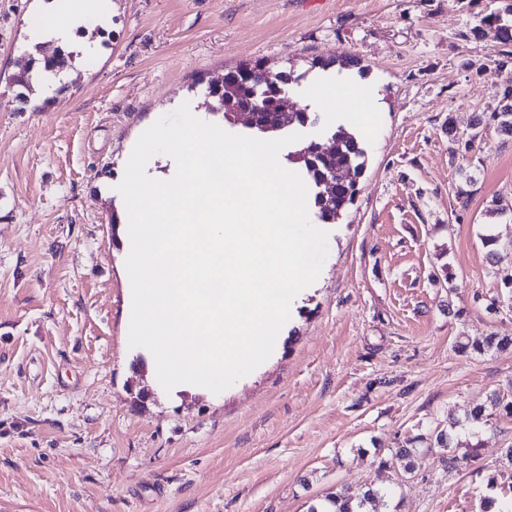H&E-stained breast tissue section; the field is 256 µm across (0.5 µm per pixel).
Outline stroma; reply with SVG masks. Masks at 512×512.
<instances>
[{
  "label": "stroma",
  "mask_w": 512,
  "mask_h": 512,
  "mask_svg": "<svg viewBox=\"0 0 512 512\" xmlns=\"http://www.w3.org/2000/svg\"><path fill=\"white\" fill-rule=\"evenodd\" d=\"M51 0H0V512H308L328 493L387 489L369 512H482L512 488V418L456 428L487 395L512 401V137L486 126L451 154L447 123L494 112L512 62L475 38L512 0H112L75 32L82 56L33 39ZM352 53L362 67H312ZM59 60L28 102L8 83ZM293 69L290 109L319 80L378 95L354 205L290 309L279 353L213 395L159 390L128 344L119 184L139 136L242 63ZM467 190L460 199L459 190ZM450 430L452 443L433 442ZM416 439L414 469L392 458ZM477 447V460L446 459ZM37 68L39 71L48 73L54 70V62L53 59L50 58H42L38 59L36 57H31L25 67L22 69V72L18 74H13L11 76L12 83L19 85V87L25 88L28 90L30 88V72ZM512 346V336H497L496 334L486 336L482 339H467L465 342H459L457 348L462 352L473 350L478 353L489 351L492 348L503 349Z\"/></svg>",
  "instance_id": "stroma-1"
}]
</instances>
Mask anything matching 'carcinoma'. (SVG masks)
<instances>
[{
    "label": "carcinoma",
    "mask_w": 512,
    "mask_h": 512,
    "mask_svg": "<svg viewBox=\"0 0 512 512\" xmlns=\"http://www.w3.org/2000/svg\"><path fill=\"white\" fill-rule=\"evenodd\" d=\"M476 36L488 33L508 46L512 44V7L504 11H494L485 15L480 24L474 28ZM38 69L48 73L54 70V62L50 58L28 60L22 72L11 76L12 83L30 88V72ZM298 81L293 71L271 72L265 64L258 61L254 64L242 63L235 69L224 74L222 91L209 90V94L220 104L223 112L228 113L237 107L247 105L253 98L260 97L266 104V112L271 118L273 131L286 127L315 125L318 117H312L304 109L286 110L282 106L284 95L282 91ZM497 122L501 131L512 135V80L508 81L501 92L500 107L489 117L479 115L472 125L470 135H459L453 125H448V143L453 153H467L472 150L479 129L487 124V120ZM332 149L320 151L309 144L287 155V160L301 164L309 184L317 188L314 193L313 206L317 209L318 218L325 224L338 220L345 210L354 203L358 193L356 177L360 176L366 166L367 152L361 140L352 132L340 126L331 134ZM336 181V190L332 193L319 190L325 179ZM512 346V336H497L495 334L482 339H468L457 344L463 352L473 350L478 353L492 348L503 349ZM380 497L377 490L369 489L363 496L354 498L345 491H339L312 505L308 512H364L366 503Z\"/></svg>",
    "instance_id": "carcinoma-1"
}]
</instances>
